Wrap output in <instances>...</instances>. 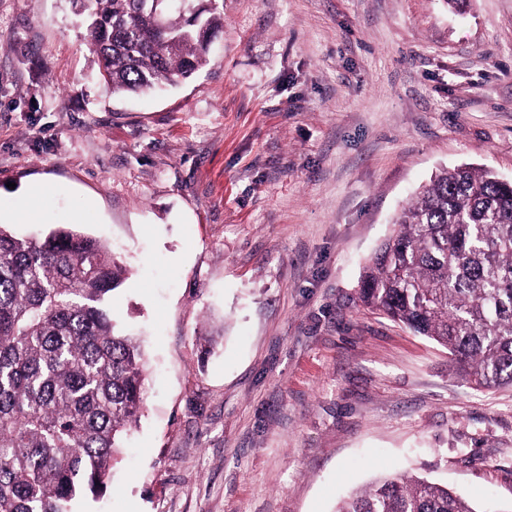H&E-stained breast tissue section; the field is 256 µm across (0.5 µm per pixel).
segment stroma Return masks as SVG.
Masks as SVG:
<instances>
[{"label": "stroma", "mask_w": 512, "mask_h": 512, "mask_svg": "<svg viewBox=\"0 0 512 512\" xmlns=\"http://www.w3.org/2000/svg\"><path fill=\"white\" fill-rule=\"evenodd\" d=\"M206 65L90 77L73 0H0V197L19 234L121 248L148 397L76 512H335L400 471L512 512V389L359 306L364 261L441 168L512 180V0H218Z\"/></svg>", "instance_id": "obj_1"}]
</instances>
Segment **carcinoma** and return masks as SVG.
<instances>
[{
    "mask_svg": "<svg viewBox=\"0 0 512 512\" xmlns=\"http://www.w3.org/2000/svg\"><path fill=\"white\" fill-rule=\"evenodd\" d=\"M94 76L114 95L173 86L206 64L217 6L76 0ZM364 268L358 299L437 342L476 390L512 388V182L457 167L432 177ZM129 269L73 227L0 225V512H73L107 488L146 399L145 351L109 309ZM336 512H475L466 496L397 474Z\"/></svg>",
    "mask_w": 512,
    "mask_h": 512,
    "instance_id": "cac0c4a2",
    "label": "carcinoma"
}]
</instances>
